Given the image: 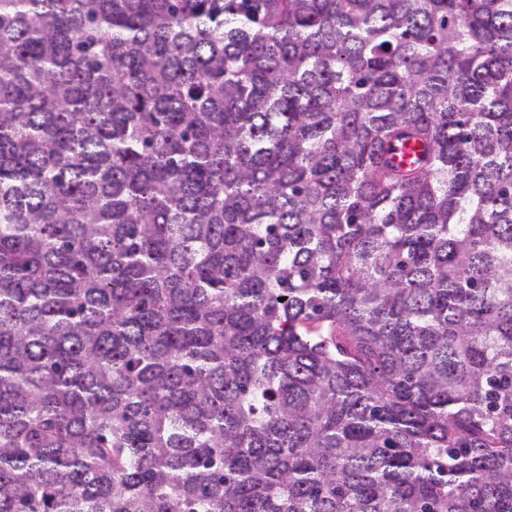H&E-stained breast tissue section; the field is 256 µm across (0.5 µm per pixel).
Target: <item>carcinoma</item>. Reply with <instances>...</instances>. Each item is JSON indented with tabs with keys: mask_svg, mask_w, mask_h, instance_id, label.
I'll return each mask as SVG.
<instances>
[{
	"mask_svg": "<svg viewBox=\"0 0 512 512\" xmlns=\"http://www.w3.org/2000/svg\"><path fill=\"white\" fill-rule=\"evenodd\" d=\"M0 512H512V0H0Z\"/></svg>",
	"mask_w": 512,
	"mask_h": 512,
	"instance_id": "carcinoma-1",
	"label": "carcinoma"
}]
</instances>
